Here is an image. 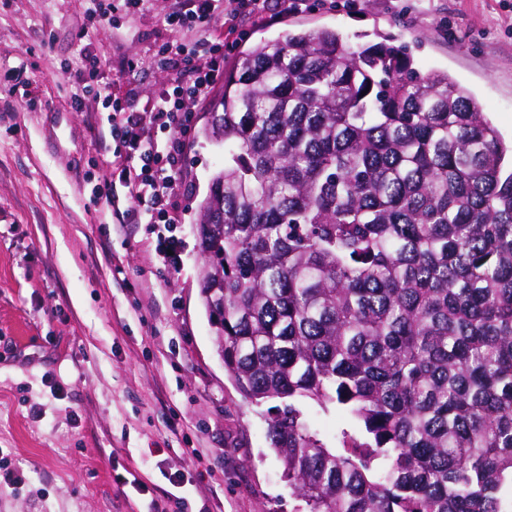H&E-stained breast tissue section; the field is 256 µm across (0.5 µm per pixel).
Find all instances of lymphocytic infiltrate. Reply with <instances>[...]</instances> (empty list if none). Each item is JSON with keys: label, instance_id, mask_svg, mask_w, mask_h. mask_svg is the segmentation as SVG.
<instances>
[{"label": "lymphocytic infiltrate", "instance_id": "f902f5d3", "mask_svg": "<svg viewBox=\"0 0 512 512\" xmlns=\"http://www.w3.org/2000/svg\"><path fill=\"white\" fill-rule=\"evenodd\" d=\"M266 0H188L186 9L168 14L165 21L173 28L198 30L191 46L164 44L150 56L151 64L174 69L169 89L153 101L148 112H130L125 108L122 89L106 87L102 93L109 103L110 135L124 145L114 154L112 170L136 202L142 219L151 224H171L173 197L181 174V159L187 136L193 126L189 100L206 96L224 76V56L231 50L235 18L242 13L262 15ZM223 24L225 40L215 41L211 26ZM205 59L202 67H179V58ZM167 133L158 142L151 127Z\"/></svg>", "mask_w": 512, "mask_h": 512}]
</instances>
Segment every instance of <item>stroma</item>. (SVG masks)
I'll return each mask as SVG.
<instances>
[{
    "label": "stroma",
    "mask_w": 512,
    "mask_h": 512,
    "mask_svg": "<svg viewBox=\"0 0 512 512\" xmlns=\"http://www.w3.org/2000/svg\"><path fill=\"white\" fill-rule=\"evenodd\" d=\"M182 0L118 22L86 0H0V512H294L269 450L271 401L251 403L217 354L200 297L196 227L224 147L206 140L224 90L191 101L172 224L122 220L110 184L115 143L98 87L149 108L172 78L153 48L194 32L165 24ZM374 30L407 42L415 67L445 71L512 140V7L504 0H359L239 16V47L287 25ZM100 69L81 111L70 96L84 54ZM118 197L111 207L110 197ZM176 253H169L170 239ZM180 483H173V473Z\"/></svg>",
    "instance_id": "obj_1"
}]
</instances>
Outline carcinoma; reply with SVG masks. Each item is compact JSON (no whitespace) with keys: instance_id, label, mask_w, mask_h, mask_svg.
<instances>
[{"instance_id":"1","label":"carcinoma","mask_w":512,"mask_h":512,"mask_svg":"<svg viewBox=\"0 0 512 512\" xmlns=\"http://www.w3.org/2000/svg\"><path fill=\"white\" fill-rule=\"evenodd\" d=\"M206 136L201 298L302 512H512V143L403 45L286 29ZM357 424L328 448L302 404Z\"/></svg>"}]
</instances>
